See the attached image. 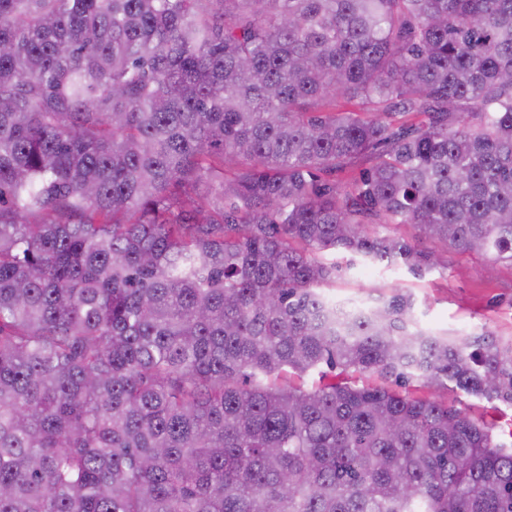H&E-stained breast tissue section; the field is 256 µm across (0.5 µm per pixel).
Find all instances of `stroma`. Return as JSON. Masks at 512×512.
Here are the masks:
<instances>
[{"instance_id": "1", "label": "stroma", "mask_w": 512, "mask_h": 512, "mask_svg": "<svg viewBox=\"0 0 512 512\" xmlns=\"http://www.w3.org/2000/svg\"><path fill=\"white\" fill-rule=\"evenodd\" d=\"M326 262L338 265L328 289L341 300H368L394 293L412 294L425 328L434 331L486 332L499 346L512 352V266L491 264L455 248L445 249L441 268L418 277L402 266L367 265L350 254L324 252ZM441 400L494 423L496 434L512 437V404L470 396L452 387L439 389Z\"/></svg>"}]
</instances>
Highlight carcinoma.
Returning a JSON list of instances; mask_svg holds the SVG:
<instances>
[{
	"instance_id": "carcinoma-1",
	"label": "carcinoma",
	"mask_w": 512,
	"mask_h": 512,
	"mask_svg": "<svg viewBox=\"0 0 512 512\" xmlns=\"http://www.w3.org/2000/svg\"><path fill=\"white\" fill-rule=\"evenodd\" d=\"M390 224L512 265V0H0V512H512L491 426L348 382L512 403L331 303L442 264Z\"/></svg>"
}]
</instances>
